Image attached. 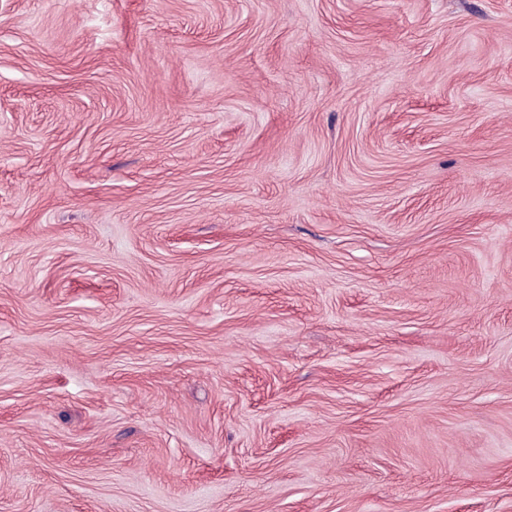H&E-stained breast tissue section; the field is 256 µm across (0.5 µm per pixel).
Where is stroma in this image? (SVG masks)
<instances>
[{"instance_id": "1", "label": "stroma", "mask_w": 512, "mask_h": 512, "mask_svg": "<svg viewBox=\"0 0 512 512\" xmlns=\"http://www.w3.org/2000/svg\"><path fill=\"white\" fill-rule=\"evenodd\" d=\"M0 512H512V0H0Z\"/></svg>"}]
</instances>
